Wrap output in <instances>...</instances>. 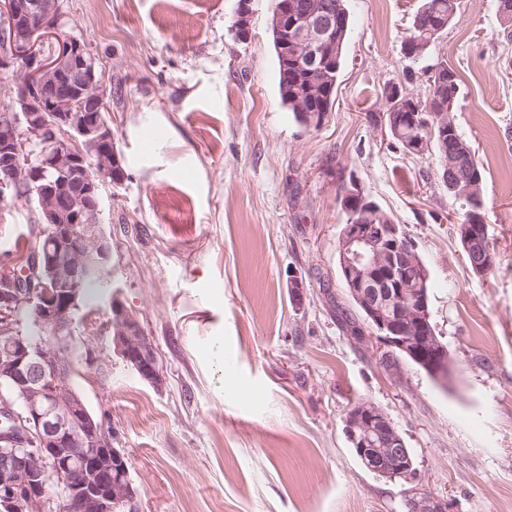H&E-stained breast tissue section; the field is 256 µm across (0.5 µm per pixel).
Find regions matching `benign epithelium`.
I'll return each mask as SVG.
<instances>
[{"mask_svg": "<svg viewBox=\"0 0 512 512\" xmlns=\"http://www.w3.org/2000/svg\"><path fill=\"white\" fill-rule=\"evenodd\" d=\"M274 13L288 30L281 55L321 68L343 14L292 10L287 3ZM60 14V0H0V71L26 75L12 111L0 114V194L24 181L34 184L39 224L48 226L57 246L55 253L36 255L33 269L0 280V378L10 390L0 394V415L12 424L0 430V512H48L49 486L62 499L81 494L82 512H112L134 497L120 465L124 453L70 384V357L14 329L20 305L34 303L35 326L60 344L68 342L81 289L111 262L100 225L101 188L117 184L122 159L111 126L99 115L102 102L91 95L98 84L95 61L75 37L62 33ZM249 15L250 0H238L234 26L242 40L250 35ZM23 134L36 138L39 148L25 168L18 165ZM400 237L397 224H345L338 266L369 327L393 352L440 377L448 370V350L435 336L427 296L402 277L408 255ZM116 311V351L161 388L154 344L135 318ZM346 426L370 470L390 480L413 477L406 443L379 407L351 412ZM409 499L415 512L450 510L447 500L415 489Z\"/></svg>", "mask_w": 512, "mask_h": 512, "instance_id": "7a95c632", "label": "benign epithelium"}]
</instances>
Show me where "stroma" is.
Here are the masks:
<instances>
[{"instance_id": "35a3bbf8", "label": "stroma", "mask_w": 512, "mask_h": 512, "mask_svg": "<svg viewBox=\"0 0 512 512\" xmlns=\"http://www.w3.org/2000/svg\"><path fill=\"white\" fill-rule=\"evenodd\" d=\"M420 0H347L353 28L335 106L318 128L282 105L272 0H61L103 74L120 186L102 189L112 260L75 314L72 382L107 414L129 462L134 512H406L411 487L453 512H512V41L496 0H461L422 57L404 52ZM461 78L455 120L485 170L496 268L473 274L463 212L436 155L396 149L382 91L426 97V71ZM412 239L453 373L383 365L338 272L344 185ZM35 202L0 206V275L35 241ZM302 278L303 301L291 295ZM154 343L164 385L114 350L113 306ZM96 366H87V352ZM368 402L410 448L415 481L365 469L345 416Z\"/></svg>"}]
</instances>
